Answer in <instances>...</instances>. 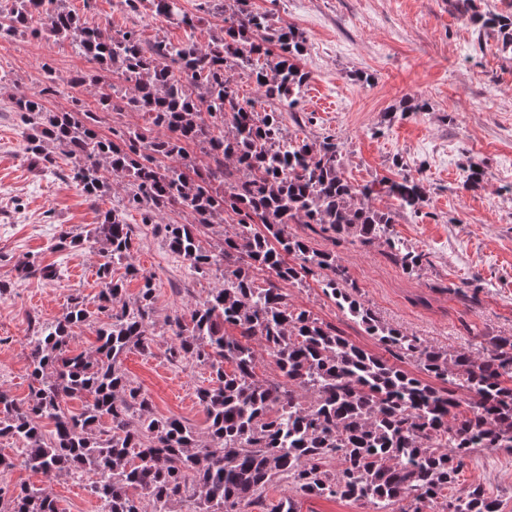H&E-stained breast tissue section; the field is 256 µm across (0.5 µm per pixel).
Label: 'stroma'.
<instances>
[{"mask_svg": "<svg viewBox=\"0 0 512 512\" xmlns=\"http://www.w3.org/2000/svg\"><path fill=\"white\" fill-rule=\"evenodd\" d=\"M86 25L110 32L133 28L144 44L158 40L207 45L224 24L208 0H180L196 18L184 28L156 15L150 0L137 11L114 0H65ZM275 28L294 27L306 38L303 66L308 81L304 110L285 119L287 136L344 144L343 174L366 185L397 178L405 171L419 178L425 199L418 213L398 210L393 197L372 203L397 211L394 236L405 247L427 254L430 263L409 275L381 245L367 248L346 237L289 225L290 234L317 250L334 251L360 288L365 304L381 321L405 334L445 348H476L483 336H512V53L502 50L497 31L476 33L451 0H253ZM94 61L63 40L18 35L0 40V389L16 400L29 397L27 336L31 321L61 318L72 297L89 311L99 304L97 276L102 241L88 238L100 209L118 205L126 182H112L103 205L86 198L73 180L43 173L25 151L20 122L10 110L13 96L39 93L54 75L60 95L46 99L51 111L74 102L95 107L97 87L90 78ZM84 83H76V76ZM425 101L421 112L409 111ZM484 172L473 188L463 183L470 169ZM137 225L134 260L155 288L151 352L129 350L127 375L147 393L160 416L181 418L205 431L207 417L196 392L210 378L207 366L170 360L166 348L171 319L187 306L223 287L215 275L201 277L178 261L165 241L168 224H189L190 212L167 211L162 223ZM81 240L59 248L60 231ZM35 261L56 268L48 281L21 278ZM289 305L335 325L354 344L378 352L364 327L325 296L317 281L286 285ZM92 475L49 479L15 464L0 472V487L49 486L62 512H99L88 486ZM464 486L479 485L497 499L499 512H512V452L486 449L468 460Z\"/></svg>", "mask_w": 512, "mask_h": 512, "instance_id": "35a3bbf8", "label": "stroma"}]
</instances>
